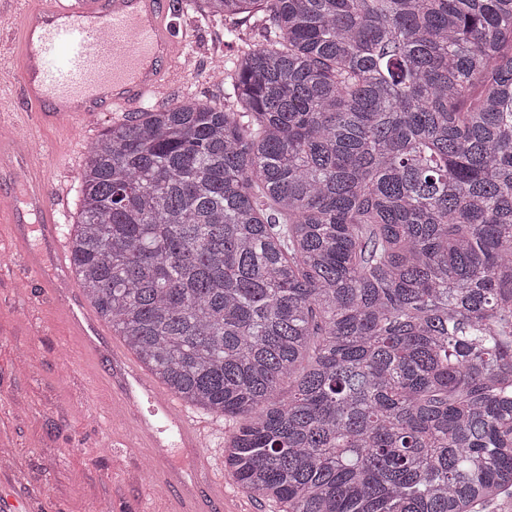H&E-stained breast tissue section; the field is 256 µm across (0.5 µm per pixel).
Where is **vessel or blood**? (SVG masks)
<instances>
[{
    "mask_svg": "<svg viewBox=\"0 0 512 512\" xmlns=\"http://www.w3.org/2000/svg\"><path fill=\"white\" fill-rule=\"evenodd\" d=\"M18 26L16 90L0 89V104L19 97L34 125L87 127L98 112L141 110L176 72L185 41L168 19L169 0H12ZM19 169L21 187L0 179V222L17 227L23 278L46 293L64 290L61 306L84 361L101 365L112 384V418L131 434L165 490L169 512H240L224 492L222 457L210 443L211 423L154 387L138 364L105 340L100 324L72 285L65 211L49 194L46 164L13 142L0 143V172ZM36 215L41 248L28 244V215ZM193 460L191 472L169 462V445Z\"/></svg>",
    "mask_w": 512,
    "mask_h": 512,
    "instance_id": "b4317fda",
    "label": "vessel or blood"
}]
</instances>
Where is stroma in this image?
Wrapping results in <instances>:
<instances>
[{
    "label": "stroma",
    "instance_id": "stroma-1",
    "mask_svg": "<svg viewBox=\"0 0 512 512\" xmlns=\"http://www.w3.org/2000/svg\"><path fill=\"white\" fill-rule=\"evenodd\" d=\"M172 2L173 19L187 32L189 58L178 89L158 104L188 95L223 104L226 85L210 77L214 56L233 58L241 45L225 39L222 19L201 18L194 0ZM10 119L26 132L31 150L48 155L53 182L68 186L70 212L78 214L85 150L113 114L98 113L88 131L72 133L30 129L20 113ZM81 351L57 299L18 273L0 277V438L14 467L0 484V503L35 497L45 512H88L101 502L113 512H167L162 497L146 498L150 462L115 439L112 389L81 364Z\"/></svg>",
    "mask_w": 512,
    "mask_h": 512
}]
</instances>
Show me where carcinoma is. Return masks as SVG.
<instances>
[{
  "mask_svg": "<svg viewBox=\"0 0 512 512\" xmlns=\"http://www.w3.org/2000/svg\"><path fill=\"white\" fill-rule=\"evenodd\" d=\"M233 101L87 149L73 272L282 512L512 495V0H196ZM288 399L275 400L282 384Z\"/></svg>",
  "mask_w": 512,
  "mask_h": 512,
  "instance_id": "obj_1",
  "label": "carcinoma"
}]
</instances>
